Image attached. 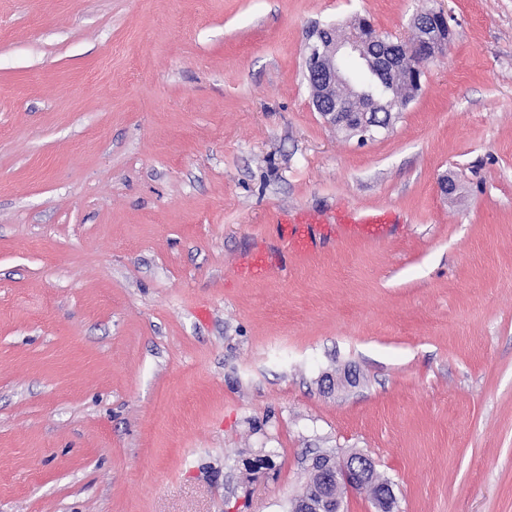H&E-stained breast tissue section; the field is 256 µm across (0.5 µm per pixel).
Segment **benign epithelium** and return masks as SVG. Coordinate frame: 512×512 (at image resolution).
I'll return each mask as SVG.
<instances>
[{
  "label": "benign epithelium",
  "instance_id": "1",
  "mask_svg": "<svg viewBox=\"0 0 512 512\" xmlns=\"http://www.w3.org/2000/svg\"><path fill=\"white\" fill-rule=\"evenodd\" d=\"M411 29L413 40L408 43L371 32L362 20L352 24L342 37L336 36L333 26L310 32L305 73L312 89V104L329 125L352 132L360 141L372 139L390 127L387 102L380 98L362 99L342 61L354 60L378 82H400L414 97L421 90L426 65L447 50L455 38V29L447 12L435 8L413 16ZM372 471L374 464L368 456L352 453L333 460L327 467L326 482L339 492L362 490ZM374 499L378 512H392L389 485L377 487ZM293 502L295 512H340L341 508V499L334 495L317 498L306 487Z\"/></svg>",
  "mask_w": 512,
  "mask_h": 512
}]
</instances>
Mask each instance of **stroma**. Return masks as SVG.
Instances as JSON below:
<instances>
[{"mask_svg":"<svg viewBox=\"0 0 512 512\" xmlns=\"http://www.w3.org/2000/svg\"><path fill=\"white\" fill-rule=\"evenodd\" d=\"M434 6L390 128L326 125L308 31ZM324 452L512 512V0H0V512H289ZM392 216L391 212L386 211L355 222L348 214H341L336 218V223L341 224L339 226L352 227L354 233L361 238L380 241L385 236L388 224L393 223Z\"/></svg>","mask_w":512,"mask_h":512,"instance_id":"obj_1","label":"stroma"}]
</instances>
